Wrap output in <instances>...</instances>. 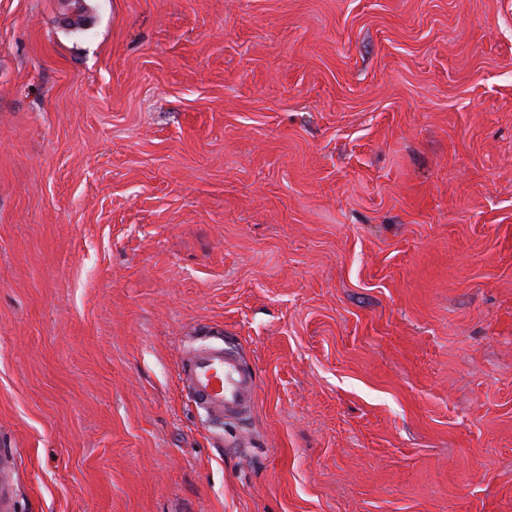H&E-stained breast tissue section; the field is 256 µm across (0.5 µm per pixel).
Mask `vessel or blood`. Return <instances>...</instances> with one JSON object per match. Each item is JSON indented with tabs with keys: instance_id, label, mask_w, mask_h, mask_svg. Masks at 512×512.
Instances as JSON below:
<instances>
[{
	"instance_id": "1",
	"label": "vessel or blood",
	"mask_w": 512,
	"mask_h": 512,
	"mask_svg": "<svg viewBox=\"0 0 512 512\" xmlns=\"http://www.w3.org/2000/svg\"><path fill=\"white\" fill-rule=\"evenodd\" d=\"M188 378L196 406L214 420L242 419L254 406V375L232 347L207 344L196 348Z\"/></svg>"
}]
</instances>
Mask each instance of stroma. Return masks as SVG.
<instances>
[{
    "mask_svg": "<svg viewBox=\"0 0 512 512\" xmlns=\"http://www.w3.org/2000/svg\"><path fill=\"white\" fill-rule=\"evenodd\" d=\"M0 455L9 512H512V0H0ZM188 378L196 406L214 420H240L254 406V374L242 365L239 354L230 346L207 344L196 348Z\"/></svg>",
    "mask_w": 512,
    "mask_h": 512,
    "instance_id": "stroma-1",
    "label": "stroma"
}]
</instances>
